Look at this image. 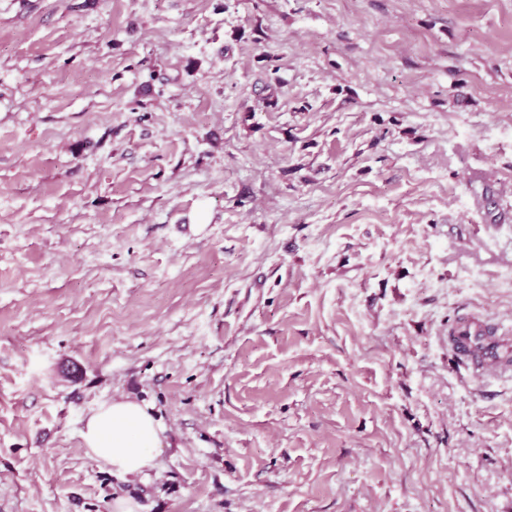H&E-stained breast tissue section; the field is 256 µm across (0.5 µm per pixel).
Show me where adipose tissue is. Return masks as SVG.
Here are the masks:
<instances>
[{"label":"adipose tissue","mask_w":512,"mask_h":512,"mask_svg":"<svg viewBox=\"0 0 512 512\" xmlns=\"http://www.w3.org/2000/svg\"><path fill=\"white\" fill-rule=\"evenodd\" d=\"M163 432L147 406L115 399L88 416L81 437L87 453L113 472L138 474L151 466Z\"/></svg>","instance_id":"1"}]
</instances>
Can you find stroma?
Masks as SVG:
<instances>
[{
  "label": "stroma",
  "instance_id": "1",
  "mask_svg": "<svg viewBox=\"0 0 512 512\" xmlns=\"http://www.w3.org/2000/svg\"><path fill=\"white\" fill-rule=\"evenodd\" d=\"M510 271L512 0H0V512H512ZM511 334V326L493 327L477 317H460L448 327V348L474 377L503 374L512 369ZM163 432L147 406L112 399L88 416L81 437L87 453L112 472L139 474L151 466Z\"/></svg>",
  "mask_w": 512,
  "mask_h": 512
}]
</instances>
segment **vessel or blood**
Wrapping results in <instances>:
<instances>
[{"label": "vessel or blood", "instance_id": "vessel-or-blood-1", "mask_svg": "<svg viewBox=\"0 0 512 512\" xmlns=\"http://www.w3.org/2000/svg\"><path fill=\"white\" fill-rule=\"evenodd\" d=\"M448 348L470 368L472 376L512 371V327L461 317L448 328Z\"/></svg>", "mask_w": 512, "mask_h": 512}]
</instances>
